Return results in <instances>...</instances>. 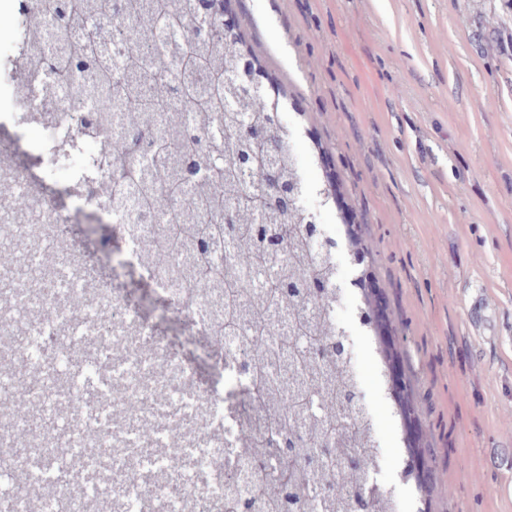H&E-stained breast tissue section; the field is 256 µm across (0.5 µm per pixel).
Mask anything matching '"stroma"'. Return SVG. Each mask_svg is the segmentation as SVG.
<instances>
[{"mask_svg":"<svg viewBox=\"0 0 512 512\" xmlns=\"http://www.w3.org/2000/svg\"><path fill=\"white\" fill-rule=\"evenodd\" d=\"M322 145L403 350L429 512H512V0H224ZM485 311L472 309L476 291Z\"/></svg>","mask_w":512,"mask_h":512,"instance_id":"obj_1","label":"stroma"}]
</instances>
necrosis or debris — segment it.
Wrapping results in <instances>:
<instances>
[{
    "mask_svg": "<svg viewBox=\"0 0 512 512\" xmlns=\"http://www.w3.org/2000/svg\"><path fill=\"white\" fill-rule=\"evenodd\" d=\"M31 3L0 0V157L14 159L0 182L30 200L22 220L0 208V242L18 253L0 269V400L20 395L27 406L24 417L0 418V512H22L28 489L17 476L37 460L76 471L87 490H111L112 512H224L243 429L236 405L249 385L237 365L244 345L225 337L200 380L129 300L133 273L197 336L211 324L181 263L147 262L142 241L160 225L135 203L104 205L86 190L85 172L104 169L99 135L82 128L95 101L70 84L34 94L23 38ZM85 215L104 230L89 247L70 233ZM350 368L383 395L374 339L359 327Z\"/></svg>",
    "mask_w": 512,
    "mask_h": 512,
    "instance_id": "4bbe7bcc",
    "label": "necrosis or debris"
}]
</instances>
